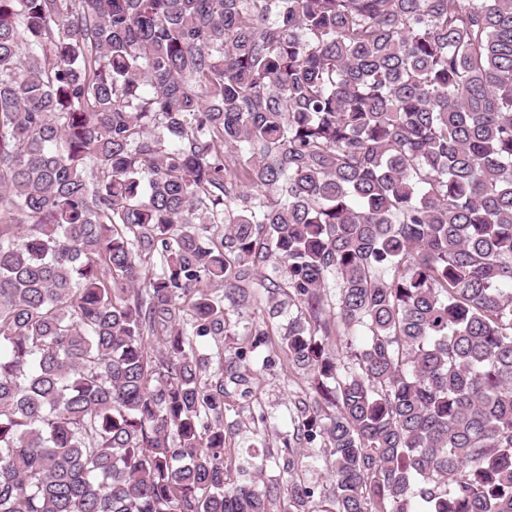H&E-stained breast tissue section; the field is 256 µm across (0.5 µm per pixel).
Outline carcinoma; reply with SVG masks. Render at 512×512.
<instances>
[{
    "label": "carcinoma",
    "mask_w": 512,
    "mask_h": 512,
    "mask_svg": "<svg viewBox=\"0 0 512 512\" xmlns=\"http://www.w3.org/2000/svg\"><path fill=\"white\" fill-rule=\"evenodd\" d=\"M0 512H512V0H0ZM259 397L266 412L269 414L268 432L264 437L254 436L250 432L239 430L238 424L244 419V414L240 406L244 405L243 399L235 397L227 399L230 405L226 406L224 412V432L232 440V446L235 444L236 450L250 451L266 448L267 444L275 445L278 443V437L292 432V420L294 417L293 406L289 399L293 392L298 390V386L293 382L288 371L282 369L279 365L264 367L260 374Z\"/></svg>",
    "instance_id": "cac0c4a2"
}]
</instances>
